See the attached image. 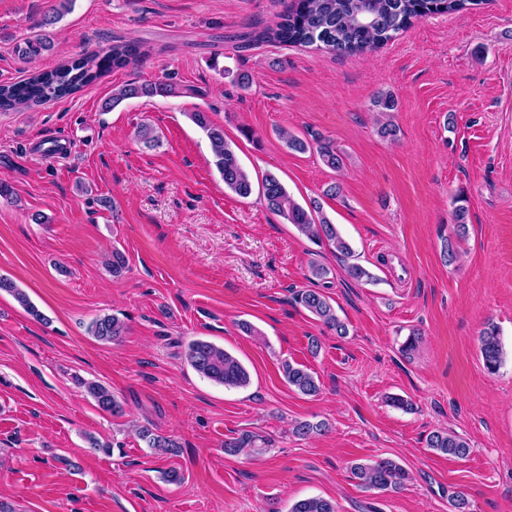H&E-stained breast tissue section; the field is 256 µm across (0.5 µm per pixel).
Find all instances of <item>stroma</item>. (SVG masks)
Returning <instances> with one entry per match:
<instances>
[{"label":"stroma","mask_w":512,"mask_h":512,"mask_svg":"<svg viewBox=\"0 0 512 512\" xmlns=\"http://www.w3.org/2000/svg\"><path fill=\"white\" fill-rule=\"evenodd\" d=\"M58 2L0 0V83L118 39L147 53L73 97L0 112V181L13 191L0 198V276L35 307L0 290V500L14 512H288L321 496L338 512H455L460 495L470 512H512V0L422 18L350 57L245 42L292 0H74L43 26ZM42 33L51 50L23 62L17 45ZM239 73L249 88L234 84ZM156 80L175 94L103 111L118 87ZM386 92L397 100L394 141L377 133L373 101ZM199 108L253 184L272 173L299 202L318 199L373 281L351 279L332 247L299 234L260 193L225 189L187 117ZM144 123L158 147L137 140ZM283 129L332 140L343 167L289 150ZM48 141L66 153L41 157ZM333 183L340 195L324 196ZM458 195L468 232L449 265L441 243ZM116 249L128 259L118 277ZM315 264L325 279L313 278ZM305 288L330 299L346 336L297 303ZM103 314L126 322L120 343L88 333ZM244 320L257 335L241 332ZM490 324L506 351L494 374L479 349ZM414 329L417 347L403 353ZM198 338L235 355L249 385L202 378L185 357ZM285 360L313 372L317 395L288 385ZM83 379L108 387L124 415L101 411ZM299 421L328 429L299 437ZM141 426L177 440L179 453H152ZM441 429L470 455L428 448ZM246 431L270 447L225 454V440ZM92 437L110 453L93 451ZM381 458L409 471L399 491L352 479V463ZM172 469L181 483L167 481Z\"/></svg>","instance_id":"stroma-1"}]
</instances>
